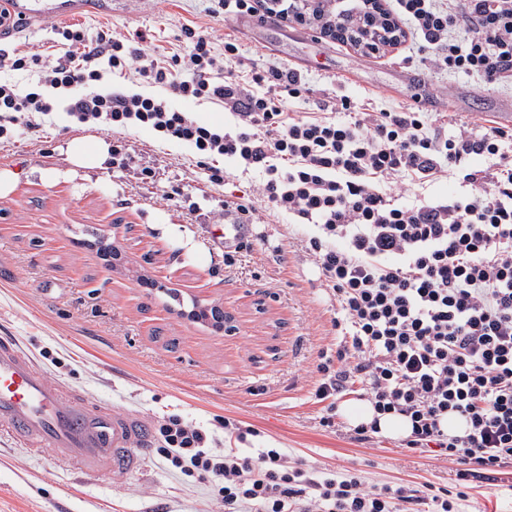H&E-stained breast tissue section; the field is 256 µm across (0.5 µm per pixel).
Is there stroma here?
I'll return each mask as SVG.
<instances>
[{
    "mask_svg": "<svg viewBox=\"0 0 512 512\" xmlns=\"http://www.w3.org/2000/svg\"><path fill=\"white\" fill-rule=\"evenodd\" d=\"M211 8V0H112L105 11L34 24L5 50L58 54L59 27L77 24L92 39L106 28L145 33L166 55L177 50L182 26L195 24L216 53L229 38L244 62L264 69L301 61L307 91L290 100L292 112L321 111L340 95L398 110L411 103L406 73L425 77L421 94L439 99L452 124L500 120L496 103L512 100V83L427 70L405 46L364 56L306 22L227 21ZM55 98L52 117L34 115V128L0 140V170L14 175L0 196V333L16 336L52 381L152 424L181 415L219 440L225 419L240 421L255 430L239 445L245 453L280 448L321 472L356 469L372 484L448 490L458 512H512V463L492 480L464 483L456 463L409 452L401 437L359 439L343 413L323 426L316 366L345 345L333 325L336 302L304 248V228L255 193L256 171L221 159L224 179L211 181L189 147L144 127L77 125L63 93ZM76 137L121 144L136 164L77 168L67 153ZM146 168L152 178L143 177ZM233 196L263 219L231 253L224 201ZM110 241L122 252L115 264L96 251ZM213 305L232 316L233 333L188 316ZM0 512H224V505L209 482L184 479L150 449L138 472L80 482L50 456L0 444Z\"/></svg>",
    "mask_w": 512,
    "mask_h": 512,
    "instance_id": "35a3bbf8",
    "label": "stroma"
}]
</instances>
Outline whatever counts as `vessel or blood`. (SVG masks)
<instances>
[{"label":"vessel or blood","instance_id":"1","mask_svg":"<svg viewBox=\"0 0 512 512\" xmlns=\"http://www.w3.org/2000/svg\"><path fill=\"white\" fill-rule=\"evenodd\" d=\"M80 0H6L10 24L76 12ZM29 454L50 449L54 458L91 479L104 472L134 473L144 462L148 430L140 414L88 401L83 393L51 382L35 357L11 336H0V439Z\"/></svg>","mask_w":512,"mask_h":512}]
</instances>
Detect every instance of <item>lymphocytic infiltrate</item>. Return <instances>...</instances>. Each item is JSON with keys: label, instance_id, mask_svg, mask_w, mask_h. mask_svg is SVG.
Listing matches in <instances>:
<instances>
[{"label": "lymphocytic infiltrate", "instance_id": "1", "mask_svg": "<svg viewBox=\"0 0 512 512\" xmlns=\"http://www.w3.org/2000/svg\"><path fill=\"white\" fill-rule=\"evenodd\" d=\"M300 0H218L224 15L294 17ZM351 22L376 15L390 44L420 39L427 69L497 85L512 80V0H349ZM337 7L318 20L333 24ZM65 52L0 57V66L39 67L42 83L67 93L80 124L152 129L211 159L230 157L262 172L257 193L269 209L310 227L305 248L336 300L337 325L351 359L319 363V400L362 383L378 414L409 418L405 448L459 464L461 480H482L512 461V130L493 120L449 128L428 113L355 108L289 111L306 87L290 67L252 70L243 79L216 56L203 31L182 29L184 52L160 58L108 32L88 40L65 27ZM104 61V69L93 60ZM135 71L172 97L222 102L230 128L208 125L169 100L112 89L105 74ZM52 98L0 81V138L51 114ZM484 167H477L476 159ZM451 179L443 202L404 204L421 181ZM460 416L448 434L441 421ZM157 453L181 475L216 488L224 512H453L447 499L409 485L367 483L351 472L316 475L289 465L278 448L257 455L213 448L180 415L157 424Z\"/></svg>", "mask_w": 512, "mask_h": 512}]
</instances>
